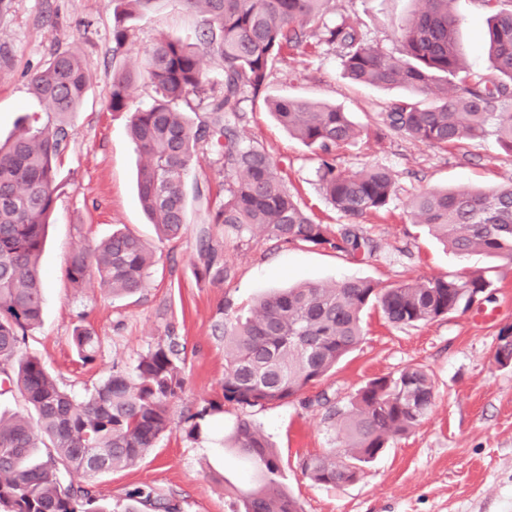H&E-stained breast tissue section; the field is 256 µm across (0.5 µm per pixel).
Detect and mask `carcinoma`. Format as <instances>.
<instances>
[{"label": "carcinoma", "instance_id": "carcinoma-1", "mask_svg": "<svg viewBox=\"0 0 512 512\" xmlns=\"http://www.w3.org/2000/svg\"><path fill=\"white\" fill-rule=\"evenodd\" d=\"M122 11L146 14L157 0H117ZM202 18V48L160 35L143 52V76L156 97L130 117V135L143 159L137 184L142 210L159 236L176 240L187 224V178L208 147L231 180L209 223L237 237L304 242L330 248L353 261L375 245L355 221L390 209L394 174L376 165L359 173L342 170L339 151L361 138L347 113L314 99L280 97L269 109L289 135L310 148L317 182L348 224H320L299 204L278 164L264 146L244 139L246 94L257 95L283 56L325 45L336 50L355 84L402 87L410 96L379 113L387 135L409 137L467 159L466 145L492 136L512 154V8L505 0H482L491 13L488 53L491 72L470 69L456 40L451 0H421L402 21L399 55L366 42L359 23L328 17L331 0H178ZM220 59V86L207 87L203 56ZM135 76L112 72L110 107H129ZM89 77L77 52L56 53L29 80L45 115H26L12 140L0 143V395L18 393L28 413L0 415V508L4 512H112L90 485L64 481L60 470L101 471L136 465L171 430L172 404L184 387L182 350L158 341L130 371H115L77 399L60 388L41 360L23 352L28 333L43 314L40 255L60 184L57 162L72 129L67 122L85 97ZM205 103L193 121L195 98ZM413 222L455 254L481 253L512 262V184L489 191H421L409 202ZM201 277L214 284L230 279L210 227L198 237ZM154 256L136 235L121 229L93 249L78 248L66 275L77 288L96 270L99 287L114 297L146 287ZM492 281L456 273L381 287L351 278L332 284L281 288L262 297L245 317L216 325L224 336L223 397L242 407L287 402L326 376L365 335L363 313L378 308L394 326H415L489 300ZM72 343L84 362L94 360L97 336L78 325ZM496 364H512V327L499 334ZM435 402L430 375L420 367L375 377L341 406L317 400L325 418L339 422L337 446L306 456L301 469L318 485L355 481L365 464L390 440L419 426ZM218 406L182 416L183 432L195 440L201 422ZM248 462L256 484L224 489L239 502L235 512H302L283 486L281 462L264 435L241 418L226 438ZM124 512H181L173 497L152 488L126 493Z\"/></svg>", "mask_w": 512, "mask_h": 512}]
</instances>
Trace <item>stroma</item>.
Here are the masks:
<instances>
[{
    "label": "stroma",
    "mask_w": 512,
    "mask_h": 512,
    "mask_svg": "<svg viewBox=\"0 0 512 512\" xmlns=\"http://www.w3.org/2000/svg\"><path fill=\"white\" fill-rule=\"evenodd\" d=\"M334 5L359 20L371 43L391 52L400 47L401 21L420 7L418 0H334ZM113 8L112 0H0V56L7 62L0 69L1 140L14 135L21 116L42 112L28 78L55 52L78 50L91 78L86 98L70 115L73 135L58 162L61 190L41 253L46 273L42 322L26 343L27 352L62 388L83 397L113 366L133 367L171 335L185 356V384L173 405L174 418L211 401L223 402L224 338L215 330L219 307L227 304L243 313L270 289L300 282L367 278L390 286L464 271L490 276L493 300L409 327L393 326L379 309L368 310L360 345L310 385L304 397L265 407L223 403V411L206 416L199 440H187L176 428L133 467L90 478L74 471L69 481L91 483L114 505L139 486L175 497L182 512H231L225 487L243 489L255 478L224 446L225 434L245 418L278 451L282 482L303 512H512V365L501 367L493 359L501 328L512 325V264L482 254L459 257L408 214L412 196L425 189H488L512 182V154L491 137L469 145L465 161L412 139L381 137L378 114L402 96V89L352 83L332 51L288 53L262 93L244 103L246 139L267 149L317 221L339 223L319 190L314 155L276 122L266 101L306 96L339 106L363 135L361 144L340 153L338 163L349 172L372 165L390 168L397 186L391 212L360 219L377 245L361 262L305 243L228 239L222 226H214L219 256L232 277L212 284L197 274V230L208 223L218 198L191 200L182 238L159 239L137 199L139 155L130 137V113L108 107L114 67L139 69L140 50L162 34L198 43L200 18L177 0H158L149 15L129 21V43L117 54ZM450 10L468 62L489 70L488 12L481 0H452ZM117 228L139 236L153 251L156 265L148 286L120 298L104 292L94 277L73 287L66 276L71 251L94 245ZM78 325L90 327L97 338L98 352L87 364L72 347ZM411 365L424 367L435 386V406L424 422L392 441L357 481L311 482L301 471V459L331 448L338 430L325 420L315 396L344 402L369 379Z\"/></svg>",
    "instance_id": "stroma-1"
}]
</instances>
